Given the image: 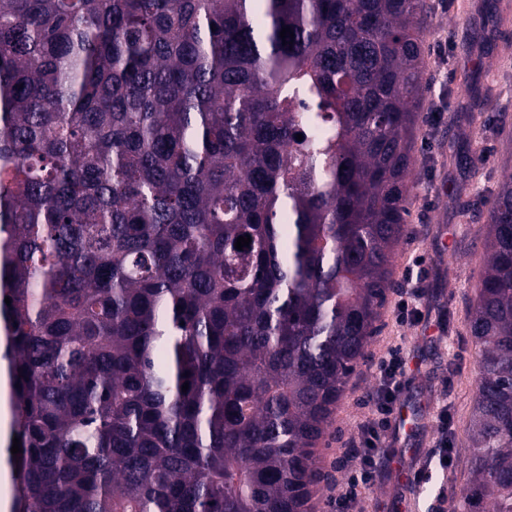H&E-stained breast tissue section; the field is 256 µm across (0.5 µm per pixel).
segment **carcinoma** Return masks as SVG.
Returning a JSON list of instances; mask_svg holds the SVG:
<instances>
[{"label": "carcinoma", "instance_id": "carcinoma-1", "mask_svg": "<svg viewBox=\"0 0 512 512\" xmlns=\"http://www.w3.org/2000/svg\"><path fill=\"white\" fill-rule=\"evenodd\" d=\"M435 8L0 0L9 512H315L395 288ZM485 247L456 512H512V174Z\"/></svg>", "mask_w": 512, "mask_h": 512}]
</instances>
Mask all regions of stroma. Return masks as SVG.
I'll return each instance as SVG.
<instances>
[{
	"label": "stroma",
	"mask_w": 512,
	"mask_h": 512,
	"mask_svg": "<svg viewBox=\"0 0 512 512\" xmlns=\"http://www.w3.org/2000/svg\"><path fill=\"white\" fill-rule=\"evenodd\" d=\"M431 51H443L435 64L431 99H444L441 113L424 127L415 145L419 163L411 178L417 197L408 219V233L398 248L394 279L406 273L420 279L424 292L419 320L397 326L393 315L397 294H389L366 357L356 367L338 404L329 436L320 449L319 465L328 476L317 487L316 512H328L347 474L338 467L357 433L376 388L375 364L391 345H402L408 358L399 401L421 406L424 424L411 443L387 434L380 477L361 488L366 512H452V493L466 480L463 461L468 415L475 392L477 350L464 329L468 302L474 297L484 269V224H463L448 204L453 193L490 202L505 171L512 169V0H453L439 9L428 39ZM484 60L490 73L494 103L478 122L467 120L469 100L461 86L464 72ZM477 154L476 170L448 169V150ZM452 405L451 440L457 450L453 473L433 469L430 480L405 484L398 462L422 465L437 441L435 419L442 402Z\"/></svg>",
	"instance_id": "1"
}]
</instances>
